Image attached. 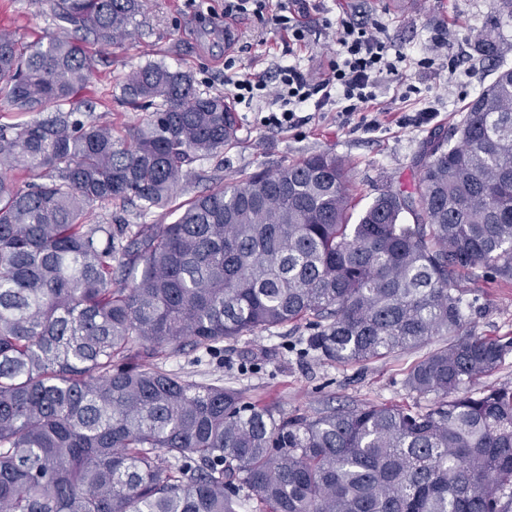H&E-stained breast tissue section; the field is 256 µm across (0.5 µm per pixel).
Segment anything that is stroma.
Listing matches in <instances>:
<instances>
[{
  "instance_id": "obj_1",
  "label": "stroma",
  "mask_w": 512,
  "mask_h": 512,
  "mask_svg": "<svg viewBox=\"0 0 512 512\" xmlns=\"http://www.w3.org/2000/svg\"><path fill=\"white\" fill-rule=\"evenodd\" d=\"M360 9L379 18L394 48L414 62L442 30L455 35L446 57L429 69L411 67L419 99L403 101L391 80H383L379 99L385 111L376 131L339 127L335 113L310 114L300 126L281 130L264 126L258 104L235 107L238 138L223 153L197 162L184 192L191 198L228 179L295 161L318 152L342 159L350 171L357 209H364L387 188L412 184L423 143L438 130L453 132L461 109L492 82L498 68H512V22L499 27L497 57H483L478 39L496 25L492 0H321L308 17L303 45H290L270 21L245 16L224 20V0H144L135 39L109 50L97 62L98 78L89 89L99 97L103 85L149 62L188 70L201 90H224V62L234 70L273 72L276 64L295 63L318 69L326 65L335 44L322 26ZM50 0H0V29L33 40L56 31ZM458 76H451L450 67ZM467 329L478 336L512 337V281L485 278L464 281ZM305 324H289L268 332L238 336L217 349L186 348L162 353L163 370L196 383H217L242 390L276 412L315 414L360 404H407L431 407L433 397L409 394L407 370L426 355L419 348L366 364H337L317 353H304Z\"/></svg>"
}]
</instances>
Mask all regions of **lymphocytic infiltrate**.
Returning <instances> with one entry per match:
<instances>
[{"label": "lymphocytic infiltrate", "mask_w": 512, "mask_h": 512, "mask_svg": "<svg viewBox=\"0 0 512 512\" xmlns=\"http://www.w3.org/2000/svg\"><path fill=\"white\" fill-rule=\"evenodd\" d=\"M269 14L271 22L285 31L289 41L305 42L309 0H224V16L233 20L248 14ZM325 29L336 32V52L321 70L300 65L278 66L272 75L231 72L224 86L235 102L269 101L273 109L264 116L265 125L289 129L302 123L307 109L321 112L335 107L341 126L366 122L378 106L377 90L382 77H390L401 88L402 98L417 93L404 67L406 57L394 52L384 24L374 17L339 22L324 21Z\"/></svg>", "instance_id": "f902f5d3"}]
</instances>
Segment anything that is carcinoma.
I'll return each mask as SVG.
<instances>
[{
	"label": "carcinoma",
	"mask_w": 512,
	"mask_h": 512,
	"mask_svg": "<svg viewBox=\"0 0 512 512\" xmlns=\"http://www.w3.org/2000/svg\"><path fill=\"white\" fill-rule=\"evenodd\" d=\"M60 34L0 31V512H512V385L473 391L512 338L464 332L466 278L512 280V69L429 138L412 188L358 215L319 152L220 184L172 224L94 220L99 203L168 211L236 113L191 73L148 63L106 96L150 112L116 133L83 99L140 0H52ZM498 55V37L479 38ZM48 116H43V113ZM305 323L308 349L369 363L429 344L404 386L426 410L285 417L158 355Z\"/></svg>",
	"instance_id": "obj_1"
}]
</instances>
